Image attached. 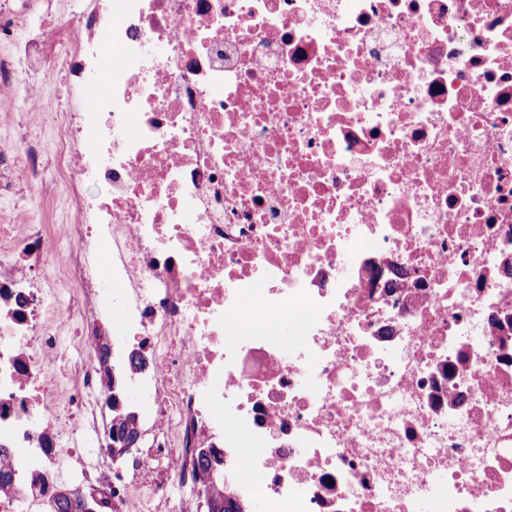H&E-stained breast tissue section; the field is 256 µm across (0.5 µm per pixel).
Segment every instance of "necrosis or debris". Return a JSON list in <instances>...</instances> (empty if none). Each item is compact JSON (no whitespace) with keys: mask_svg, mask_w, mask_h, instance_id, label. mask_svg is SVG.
Listing matches in <instances>:
<instances>
[{"mask_svg":"<svg viewBox=\"0 0 512 512\" xmlns=\"http://www.w3.org/2000/svg\"><path fill=\"white\" fill-rule=\"evenodd\" d=\"M106 42L55 148L79 307L0 237V512H203V448L267 512H512V0H82L0 84ZM107 329L149 361L118 463Z\"/></svg>","mask_w":512,"mask_h":512,"instance_id":"obj_1","label":"necrosis or debris"}]
</instances>
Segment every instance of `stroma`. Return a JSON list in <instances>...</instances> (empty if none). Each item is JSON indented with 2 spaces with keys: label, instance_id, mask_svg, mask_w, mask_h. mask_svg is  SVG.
<instances>
[{
  "label": "stroma",
  "instance_id": "obj_1",
  "mask_svg": "<svg viewBox=\"0 0 512 512\" xmlns=\"http://www.w3.org/2000/svg\"><path fill=\"white\" fill-rule=\"evenodd\" d=\"M78 2L46 0L44 19L17 21L11 36L0 37V55L14 52L17 44L26 40L41 21L66 24L72 19ZM113 52L112 44H103V64L77 94L67 93L64 69L59 63L49 74H24L14 83L0 86V149L17 151L29 139L40 141L45 148L38 176L17 179L10 193L0 195V226L12 223L19 209L27 212L32 224L43 228L52 230L68 223L69 202L55 177L53 147L57 130L52 117L74 105L85 112L97 111L110 83Z\"/></svg>",
  "mask_w": 512,
  "mask_h": 512
}]
</instances>
